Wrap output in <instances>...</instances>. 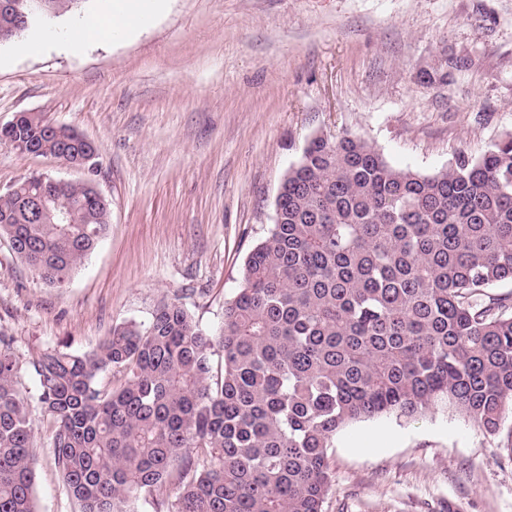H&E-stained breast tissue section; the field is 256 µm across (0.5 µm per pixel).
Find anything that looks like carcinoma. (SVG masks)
Masks as SVG:
<instances>
[{"instance_id":"obj_1","label":"carcinoma","mask_w":512,"mask_h":512,"mask_svg":"<svg viewBox=\"0 0 512 512\" xmlns=\"http://www.w3.org/2000/svg\"><path fill=\"white\" fill-rule=\"evenodd\" d=\"M85 2L42 0L56 15ZM49 129L23 112L0 140L48 157L61 148ZM29 185L65 202L73 223L27 218ZM16 187L0 194V238L62 288L110 212L80 186ZM507 283L512 133L433 174L358 138L315 136L219 334L173 302L85 352L23 362L0 337V512H38L34 403L81 512H135L140 495L170 488L167 512H322L328 448L348 423L442 409L494 437L512 417V292H493Z\"/></svg>"}]
</instances>
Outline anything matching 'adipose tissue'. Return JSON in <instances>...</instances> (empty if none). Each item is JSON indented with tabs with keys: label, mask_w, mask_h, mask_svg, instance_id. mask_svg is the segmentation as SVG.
Segmentation results:
<instances>
[{
	"label": "adipose tissue",
	"mask_w": 512,
	"mask_h": 512,
	"mask_svg": "<svg viewBox=\"0 0 512 512\" xmlns=\"http://www.w3.org/2000/svg\"><path fill=\"white\" fill-rule=\"evenodd\" d=\"M165 0H111L104 15H93L77 22L64 35V43L75 49L92 41H105L117 33H132L140 25L141 11L158 16Z\"/></svg>",
	"instance_id": "1"
}]
</instances>
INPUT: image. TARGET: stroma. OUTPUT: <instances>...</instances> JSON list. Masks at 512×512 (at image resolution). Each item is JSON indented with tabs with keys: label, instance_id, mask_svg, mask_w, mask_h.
<instances>
[{
	"label": "stroma",
	"instance_id": "stroma-1",
	"mask_svg": "<svg viewBox=\"0 0 512 512\" xmlns=\"http://www.w3.org/2000/svg\"><path fill=\"white\" fill-rule=\"evenodd\" d=\"M87 0L0 44V126L20 112L97 147L110 224L62 288L0 240V336L21 360L94 348L115 325L178 302L219 332L281 182L315 135L349 134L430 174L512 132V0H169L132 35L78 50L57 34ZM82 172L0 141V193L31 174ZM512 420L487 437L457 414L340 428L323 512H512ZM38 512H81L35 418Z\"/></svg>",
	"mask_w": 512,
	"mask_h": 512
}]
</instances>
